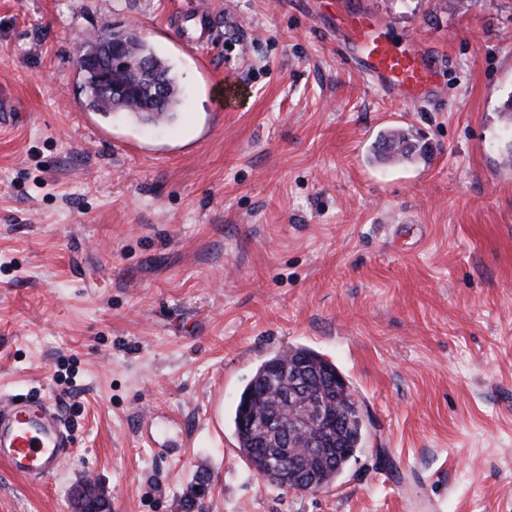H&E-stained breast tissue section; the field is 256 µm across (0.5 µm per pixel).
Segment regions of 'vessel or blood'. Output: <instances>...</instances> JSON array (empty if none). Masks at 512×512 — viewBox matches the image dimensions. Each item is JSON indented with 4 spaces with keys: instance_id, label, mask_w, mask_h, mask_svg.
<instances>
[{
    "instance_id": "obj_1",
    "label": "vessel or blood",
    "mask_w": 512,
    "mask_h": 512,
    "mask_svg": "<svg viewBox=\"0 0 512 512\" xmlns=\"http://www.w3.org/2000/svg\"><path fill=\"white\" fill-rule=\"evenodd\" d=\"M336 27L345 45L355 49V63L374 86L398 100L433 99L438 71L431 55L394 42L386 27L365 12L339 13ZM69 446L65 428L45 404L13 401L0 416V459L19 475L53 474Z\"/></svg>"
}]
</instances>
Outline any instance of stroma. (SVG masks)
Returning <instances> with one entry per match:
<instances>
[{"mask_svg": "<svg viewBox=\"0 0 512 512\" xmlns=\"http://www.w3.org/2000/svg\"><path fill=\"white\" fill-rule=\"evenodd\" d=\"M340 2L435 57V102L370 86L322 0H0V402L73 438L50 476L0 462V512L90 477L111 512H512V0ZM197 4L202 54L171 25ZM129 25L171 120L83 106L80 40ZM391 128L425 158L380 157ZM300 346L366 427L315 493L234 451L237 393Z\"/></svg>", "mask_w": 512, "mask_h": 512, "instance_id": "stroma-1", "label": "stroma"}]
</instances>
